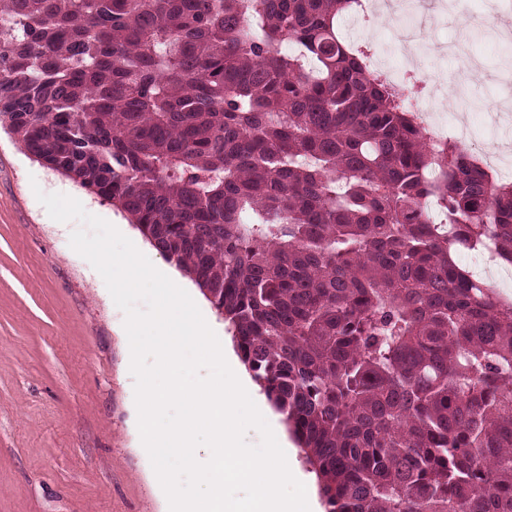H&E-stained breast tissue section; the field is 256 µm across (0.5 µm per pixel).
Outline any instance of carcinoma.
<instances>
[{
  "label": "carcinoma",
  "instance_id": "carcinoma-1",
  "mask_svg": "<svg viewBox=\"0 0 512 512\" xmlns=\"http://www.w3.org/2000/svg\"><path fill=\"white\" fill-rule=\"evenodd\" d=\"M357 5L0 0V125L191 277L324 512H512V302L454 260L512 265V182L432 143Z\"/></svg>",
  "mask_w": 512,
  "mask_h": 512
}]
</instances>
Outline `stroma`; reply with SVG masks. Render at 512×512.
Returning a JSON list of instances; mask_svg holds the SVG:
<instances>
[{
  "mask_svg": "<svg viewBox=\"0 0 512 512\" xmlns=\"http://www.w3.org/2000/svg\"><path fill=\"white\" fill-rule=\"evenodd\" d=\"M55 177L0 129V512H162L120 310L34 194Z\"/></svg>",
  "mask_w": 512,
  "mask_h": 512,
  "instance_id": "35a3bbf8",
  "label": "stroma"
}]
</instances>
